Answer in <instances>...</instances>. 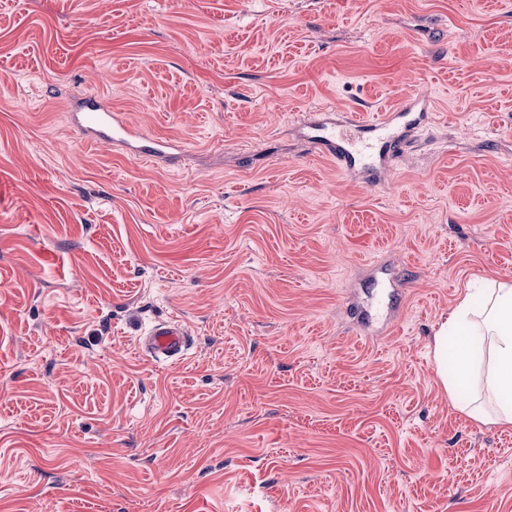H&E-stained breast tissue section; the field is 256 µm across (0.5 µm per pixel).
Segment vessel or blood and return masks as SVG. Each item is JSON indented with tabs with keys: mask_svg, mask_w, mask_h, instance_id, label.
<instances>
[{
	"mask_svg": "<svg viewBox=\"0 0 512 512\" xmlns=\"http://www.w3.org/2000/svg\"><path fill=\"white\" fill-rule=\"evenodd\" d=\"M73 125L87 140L104 142L138 159L168 161L177 145L148 136L112 111L99 96L72 103ZM431 118L430 100L415 94L374 119L324 109L305 114L298 125L301 136L318 154L335 161L337 168L365 180H375L392 154L412 144ZM189 345L185 327L176 320L155 325L141 340L143 351L154 358L180 359Z\"/></svg>",
	"mask_w": 512,
	"mask_h": 512,
	"instance_id": "b4317fda",
	"label": "vessel or blood"
}]
</instances>
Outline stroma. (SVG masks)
I'll return each mask as SVG.
<instances>
[{"instance_id":"obj_1","label":"stroma","mask_w":512,"mask_h":512,"mask_svg":"<svg viewBox=\"0 0 512 512\" xmlns=\"http://www.w3.org/2000/svg\"><path fill=\"white\" fill-rule=\"evenodd\" d=\"M87 93L181 154L84 141ZM414 93L377 182L298 136ZM504 277L512 0H0V512H512L432 352ZM185 327L177 320L155 325L140 341L142 350L156 359L178 360L189 345Z\"/></svg>"}]
</instances>
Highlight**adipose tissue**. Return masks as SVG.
I'll return each mask as SVG.
<instances>
[{
  "mask_svg": "<svg viewBox=\"0 0 512 512\" xmlns=\"http://www.w3.org/2000/svg\"><path fill=\"white\" fill-rule=\"evenodd\" d=\"M434 360L449 394L478 396L464 408L482 424L512 426V281L486 280L469 291L434 337Z\"/></svg>",
  "mask_w": 512,
  "mask_h": 512,
  "instance_id": "obj_1",
  "label": "adipose tissue"
}]
</instances>
